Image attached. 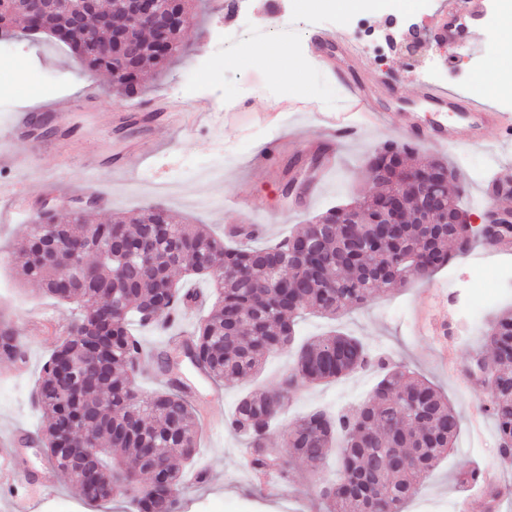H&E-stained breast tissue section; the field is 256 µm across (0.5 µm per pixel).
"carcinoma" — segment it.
<instances>
[{"instance_id": "cac0c4a2", "label": "carcinoma", "mask_w": 512, "mask_h": 512, "mask_svg": "<svg viewBox=\"0 0 512 512\" xmlns=\"http://www.w3.org/2000/svg\"><path fill=\"white\" fill-rule=\"evenodd\" d=\"M119 0L85 17L78 28L63 11L51 7L38 17L25 0H0V30L23 26L48 32L69 45L91 72H121L117 86L136 93L139 75L164 66L186 50L179 30L170 33L167 53L159 54L140 28H131L120 44L99 25V17L120 10ZM420 167L446 177L448 219L463 214L461 186L450 189L455 171L438 159L419 158L409 146L386 145L368 160L369 178L379 194L345 205L354 224L336 223L331 207L301 224L284 242L254 247L250 231L230 237L231 247L203 224H180L162 206H151L112 222L92 223L84 211L61 218L40 210L26 225V244L17 257L19 274L46 294L79 309L76 334H68L43 366L36 387L39 409L47 419L42 443L48 460L63 477L94 502L118 495L122 483L136 512H180L182 471L193 460L197 412L175 380L165 390L139 393L135 377L142 344L130 329L162 328L180 305L200 295L185 289L174 272L207 277L213 283L210 312L195 327L186 349L193 368L215 383L257 376L271 353L290 347L295 321L308 310L334 319L367 303L381 288L426 280L450 264L449 248L461 251L452 225L424 224L416 193L401 179L402 170ZM398 191L406 198L398 232L381 223L380 198ZM47 229H38L36 224ZM171 226L172 240L158 235ZM94 229L80 265L65 261L66 244ZM165 287L166 305L151 316ZM3 356L21 360L24 351L6 327ZM493 354L485 373L486 408L499 437L500 453L512 443V311L495 316L483 334ZM373 363L356 337L332 331L300 346L294 370L277 385L243 396L230 426L246 440L251 468L288 478V458L307 463L315 476L336 451L338 477L322 480L327 512H403L437 463L455 445L460 417L448 398L407 367L381 366L383 375L358 407L331 417L313 412L295 420L283 435L284 454L268 446L270 432L301 381L328 383ZM461 486L486 481L478 467L461 471Z\"/></svg>"}]
</instances>
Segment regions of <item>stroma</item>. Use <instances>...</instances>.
Returning a JSON list of instances; mask_svg holds the SVG:
<instances>
[{
  "label": "stroma",
  "instance_id": "obj_1",
  "mask_svg": "<svg viewBox=\"0 0 512 512\" xmlns=\"http://www.w3.org/2000/svg\"><path fill=\"white\" fill-rule=\"evenodd\" d=\"M452 0H395L382 15L360 11L312 14L300 0H194L189 23L182 30L187 54L169 61L157 73L140 80L139 98L152 100L169 121L155 133L145 165L125 176H112L103 163L121 150L125 135L109 127L106 115L121 112L132 98L120 94L109 74L89 73L70 48L47 35L19 36L13 41L14 57L0 62V88L15 93L11 111L0 110V128L12 112L33 111L37 101L69 94H94L97 105L82 104L71 124L74 132L55 140L24 138L15 145L34 166L33 172L14 176L29 195L48 202L58 215H68L79 205L76 197L60 195L54 179L78 188L97 185L104 189V204L93 210L96 222L128 215L161 204L190 224H205L223 234L231 224H262L263 242L288 236L298 225L332 206L371 194L374 185L366 173L371 153L387 143L403 144L396 132L368 129L354 141L336 145L332 173L310 199L287 198L283 186L289 180L290 164L299 152L316 151L320 145L318 118L341 103V87L316 63L309 50V36L317 30L330 32L337 40L360 46L361 76L370 83L397 79L405 90L414 81L448 88L494 110L512 113V97H491L477 85L491 53H499V66L512 71V55L501 52L503 32L497 25L498 0L469 23L466 43L439 41L432 35V21L447 10ZM287 26H279L281 17ZM263 32L266 41L287 45L302 65L295 79L275 84L273 70H287V58L261 65L245 55L234 35ZM26 62L23 80H15L16 59ZM264 96L274 121L261 119L248 106L255 96ZM231 112L234 123L193 121L194 113ZM280 139L281 150L266 164L256 157L265 144ZM501 135L490 130L483 145L454 141L452 144H421V155L448 161L468 186L461 205L472 224L484 221L490 203L483 184L488 178L512 175V151L500 148ZM480 258L487 277L502 267L512 268V256L496 257L473 246L458 256L452 271H440L432 280L416 281L404 289L379 290L366 304L330 320L307 312L295 326L296 342H304L330 329L361 338L374 354L407 366L416 375L436 385L454 404L461 417L456 445L425 480L417 498L404 512H488L485 493L458 486V471L479 466L495 485H512V461L501 463L493 419L485 409L486 394L468 373L467 359L482 340L483 325L465 317L458 288L469 272V257ZM448 316V333L429 335L430 320ZM73 306L57 302L36 285L21 283L13 263H0V322L14 328L26 352L25 375L11 376V361L0 359V435L18 432L27 439L25 466L18 485H30L42 500V512H133L127 497L104 502L84 498L78 487L56 479L53 486L28 483L47 458L38 442L45 420L35 398L41 369L57 342L67 336L75 321ZM293 351L271 355L254 378L213 383L201 377L190 364H183V381L196 387V407L206 411L216 427L199 434L198 467L210 479L199 484L191 470L183 472L184 512H326L319 494V481L299 459H290L288 479L256 480L245 461V442L228 426L240 397L259 386L272 387L293 366ZM380 378L371 367L331 383H305L297 387L281 425L313 410L340 411L356 407L368 397ZM481 438L483 452L467 448L472 438Z\"/></svg>",
  "mask_w": 512,
  "mask_h": 512
}]
</instances>
